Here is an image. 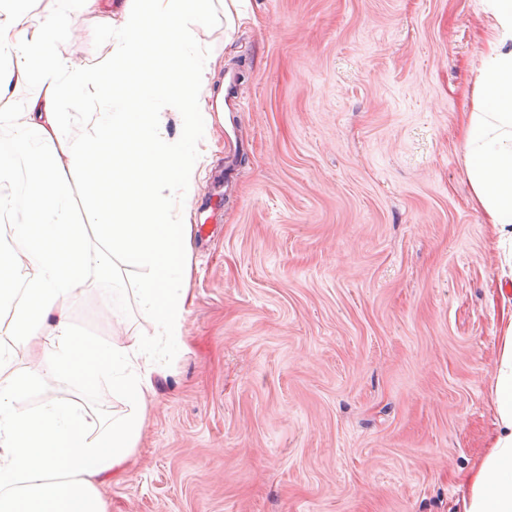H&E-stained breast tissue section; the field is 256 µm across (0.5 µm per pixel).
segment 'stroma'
<instances>
[{
  "mask_svg": "<svg viewBox=\"0 0 512 512\" xmlns=\"http://www.w3.org/2000/svg\"><path fill=\"white\" fill-rule=\"evenodd\" d=\"M198 29L216 83L191 225L184 345L154 378L107 512H453L486 447L502 280L461 162L481 0H246ZM63 51L101 58L100 16ZM147 270L91 272L71 309L102 345L147 330ZM121 413L101 380L45 396Z\"/></svg>",
  "mask_w": 512,
  "mask_h": 512,
  "instance_id": "obj_1",
  "label": "stroma"
}]
</instances>
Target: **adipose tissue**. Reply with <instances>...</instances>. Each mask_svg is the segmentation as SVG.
<instances>
[{
    "label": "adipose tissue",
    "instance_id": "obj_1",
    "mask_svg": "<svg viewBox=\"0 0 512 512\" xmlns=\"http://www.w3.org/2000/svg\"><path fill=\"white\" fill-rule=\"evenodd\" d=\"M210 0H0V100L34 72L40 90L0 121V218L13 246L0 255V512H107L98 484L138 446L157 363L184 334L190 289L189 217L208 132L170 136L168 113L205 112L214 55L195 29ZM105 12V55L75 61L61 50L75 37L76 12ZM474 78L461 92L458 131L473 199L490 226L503 275L512 277V0H483ZM69 158L98 199L75 223L58 176ZM98 246H91L90 235ZM148 270L138 288L152 330L104 347L75 335L70 308L87 291L90 270L115 262ZM494 410L486 450L457 481L458 512H512V295L500 296ZM31 366L17 367L19 351ZM109 377L130 405L110 419L79 400L31 396L51 378L84 391Z\"/></svg>",
    "mask_w": 512,
    "mask_h": 512
}]
</instances>
